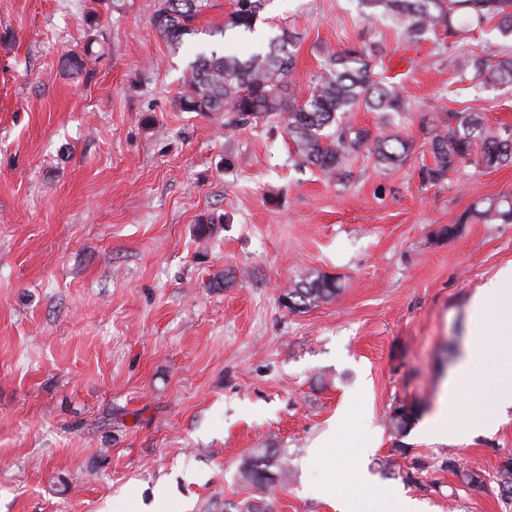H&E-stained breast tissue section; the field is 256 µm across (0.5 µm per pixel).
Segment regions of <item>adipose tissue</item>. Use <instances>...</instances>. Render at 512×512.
I'll use <instances>...</instances> for the list:
<instances>
[{"label": "adipose tissue", "instance_id": "ef3b65f1", "mask_svg": "<svg viewBox=\"0 0 512 512\" xmlns=\"http://www.w3.org/2000/svg\"><path fill=\"white\" fill-rule=\"evenodd\" d=\"M475 309L493 313L497 319L500 332L512 333V267L500 270L496 277L484 284L475 298ZM487 371L512 372V354L488 353L481 362L465 359L453 377L448 389L447 402L430 420L427 433L441 441L448 437L466 434L468 428L490 427L497 414L512 408V387L501 388L481 396V404L475 411L468 426H460L455 417L456 396L459 388L472 382L476 368Z\"/></svg>", "mask_w": 512, "mask_h": 512}]
</instances>
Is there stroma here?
I'll list each match as a JSON object with an SVG mask.
<instances>
[{
  "instance_id": "obj_1",
  "label": "stroma",
  "mask_w": 512,
  "mask_h": 512,
  "mask_svg": "<svg viewBox=\"0 0 512 512\" xmlns=\"http://www.w3.org/2000/svg\"><path fill=\"white\" fill-rule=\"evenodd\" d=\"M232 2L209 0L174 48L155 0H119L92 28L86 0H0V512H147L159 491L163 512H334L335 490L373 496L364 471L424 512H512L448 469L496 474L512 409L463 440L385 428L401 403L437 408L471 351L475 295L512 265V222L468 217L512 197V165L424 177L449 114L512 130V91L448 66L507 39L488 23L409 45L355 0H266L258 31L295 35L298 92L364 42L411 104L393 125L401 163L364 149L329 180L283 127L177 108ZM88 43L97 58L63 70ZM310 272L338 297L289 309ZM327 434L335 447L309 461ZM262 448L289 468L263 491L238 473Z\"/></svg>"
}]
</instances>
